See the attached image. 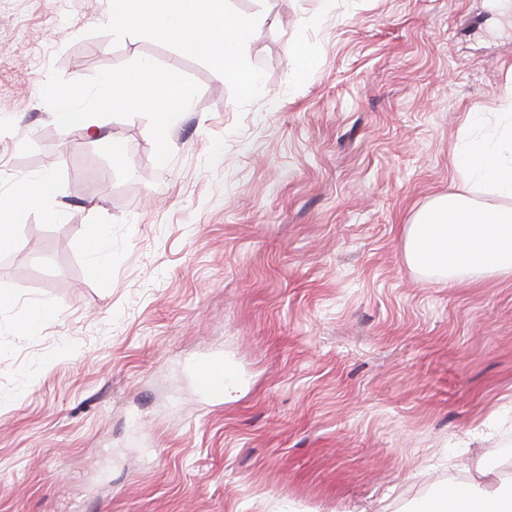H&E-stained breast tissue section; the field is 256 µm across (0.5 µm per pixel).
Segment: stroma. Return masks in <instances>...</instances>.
I'll return each instance as SVG.
<instances>
[{
  "label": "stroma",
  "instance_id": "stroma-1",
  "mask_svg": "<svg viewBox=\"0 0 512 512\" xmlns=\"http://www.w3.org/2000/svg\"><path fill=\"white\" fill-rule=\"evenodd\" d=\"M227 7L266 17L248 93L114 34L111 0H0V198L50 172L61 213L16 210L0 254V512H410L512 462L506 433L471 437L512 403V280L451 287L404 259L416 214L463 189L468 113L512 91V7ZM144 59L194 91L166 161L145 109L94 111L97 139L58 128L67 90ZM38 302L57 319L21 329ZM211 353L241 378L218 402L184 372ZM87 250L99 275L104 279L109 278L111 275L112 236L108 225H90L87 232Z\"/></svg>",
  "mask_w": 512,
  "mask_h": 512
}]
</instances>
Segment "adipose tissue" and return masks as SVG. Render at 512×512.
<instances>
[{
	"instance_id": "adipose-tissue-1",
	"label": "adipose tissue",
	"mask_w": 512,
	"mask_h": 512,
	"mask_svg": "<svg viewBox=\"0 0 512 512\" xmlns=\"http://www.w3.org/2000/svg\"><path fill=\"white\" fill-rule=\"evenodd\" d=\"M264 19L258 13L229 12L225 0H112V28L121 32L142 26L173 43L187 56L208 58L217 77L241 78L253 90L259 77L242 66L246 51ZM141 69L148 84L128 85L123 76L105 77L91 97L90 107H65L56 112L60 129L91 128V108L139 109L150 106L158 158L168 156L165 134L182 119L193 96L187 85H174L158 75L150 62ZM470 128L457 142L453 163L462 183L502 198L499 206H481L462 193L435 198L409 224L405 260L412 268L438 274L449 285L475 283L486 277L512 278V114L500 113L491 126ZM58 187L53 174L35 178L9 201H0V216L17 208L37 211L50 221L60 213L53 206ZM413 512H512V478L494 489L448 486L423 498Z\"/></svg>"
}]
</instances>
